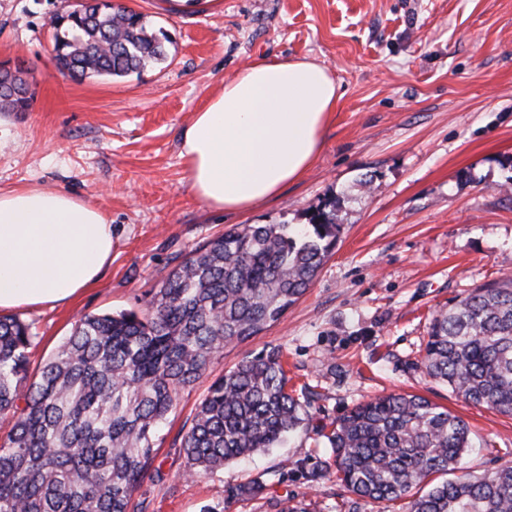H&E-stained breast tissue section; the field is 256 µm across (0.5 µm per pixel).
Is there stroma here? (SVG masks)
I'll return each mask as SVG.
<instances>
[{"label":"stroma","mask_w":512,"mask_h":512,"mask_svg":"<svg viewBox=\"0 0 512 512\" xmlns=\"http://www.w3.org/2000/svg\"><path fill=\"white\" fill-rule=\"evenodd\" d=\"M69 0H0V64L21 62L34 98L0 112V188L76 194L112 219V261L72 301L19 309L39 367L82 315L143 311L192 250L237 224H305L331 209L336 246L276 323L226 346L181 393L133 494L145 512H409L355 499L326 435L356 405L419 395L461 417L460 473L512 465V415L465 401L425 368L438 311L512 279V0H121L167 30L164 63L76 81L52 62L49 18ZM308 57L342 97L321 152L279 197L243 213L192 196L183 128L246 64ZM279 352L302 423L278 448L189 476L182 437L212 382ZM263 488L254 497L242 488Z\"/></svg>","instance_id":"35a3bbf8"}]
</instances>
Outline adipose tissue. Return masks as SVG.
Wrapping results in <instances>:
<instances>
[{
    "instance_id": "adipose-tissue-1",
    "label": "adipose tissue",
    "mask_w": 512,
    "mask_h": 512,
    "mask_svg": "<svg viewBox=\"0 0 512 512\" xmlns=\"http://www.w3.org/2000/svg\"><path fill=\"white\" fill-rule=\"evenodd\" d=\"M340 86L306 58L260 59L224 80L181 133L196 198L248 211L298 181L323 146ZM112 259V220L65 191L0 189V311L53 307L95 284Z\"/></svg>"
}]
</instances>
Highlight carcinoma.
<instances>
[{
  "label": "carcinoma",
  "instance_id": "carcinoma-1",
  "mask_svg": "<svg viewBox=\"0 0 512 512\" xmlns=\"http://www.w3.org/2000/svg\"><path fill=\"white\" fill-rule=\"evenodd\" d=\"M57 66L74 79L126 76L168 58L171 35L114 0H79L49 19ZM33 95H0L24 112ZM332 211L306 228L243 224L191 251L141 313L87 314L34 374L28 324L0 316V512H131L180 392L226 345L277 322L309 288L336 243ZM428 374L465 400L512 415V281L481 288L437 314ZM273 352L216 379L181 443L185 473L276 448L302 405ZM460 417L418 395L389 394L335 421L328 442L352 494L376 502L421 495L410 512H512V467L456 471L471 447Z\"/></svg>",
  "mask_w": 512,
  "mask_h": 512
}]
</instances>
